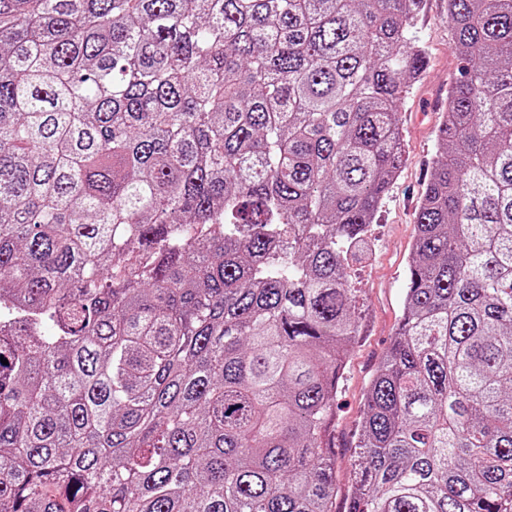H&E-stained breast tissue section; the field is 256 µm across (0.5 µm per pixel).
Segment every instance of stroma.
<instances>
[{"instance_id":"35a3bbf8","label":"stroma","mask_w":512,"mask_h":512,"mask_svg":"<svg viewBox=\"0 0 512 512\" xmlns=\"http://www.w3.org/2000/svg\"><path fill=\"white\" fill-rule=\"evenodd\" d=\"M414 32L425 47L426 65L400 104L405 154L372 226L371 243L347 270L348 282L357 290L355 315L361 335L347 354L345 374L336 393L337 512H345L353 492V437L364 393L402 313L415 212L430 178L437 125L441 112L448 108V87L459 66L448 26V0H424Z\"/></svg>"}]
</instances>
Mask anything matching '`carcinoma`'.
I'll use <instances>...</instances> for the list:
<instances>
[{
    "instance_id": "obj_1",
    "label": "carcinoma",
    "mask_w": 512,
    "mask_h": 512,
    "mask_svg": "<svg viewBox=\"0 0 512 512\" xmlns=\"http://www.w3.org/2000/svg\"><path fill=\"white\" fill-rule=\"evenodd\" d=\"M422 2L0 0V512H336ZM448 24L346 512H512V0Z\"/></svg>"
}]
</instances>
